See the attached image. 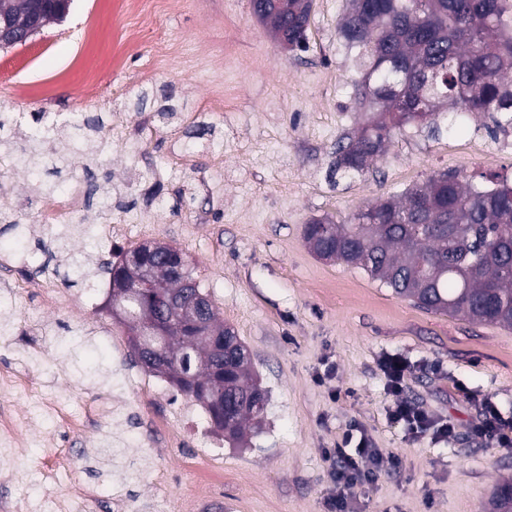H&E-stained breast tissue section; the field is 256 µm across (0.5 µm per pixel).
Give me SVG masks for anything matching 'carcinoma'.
Listing matches in <instances>:
<instances>
[{
  "mask_svg": "<svg viewBox=\"0 0 512 512\" xmlns=\"http://www.w3.org/2000/svg\"><path fill=\"white\" fill-rule=\"evenodd\" d=\"M339 38L351 67L357 105L378 118L336 151V170L360 173L384 152L395 133L418 118L438 131L437 112L478 114L490 133L512 130V35L503 23L507 0H348ZM312 0H281L259 19L279 33L288 27L293 47L307 49ZM56 129L46 124L15 142L27 160L42 154ZM309 249L320 258L364 269L392 292L427 311L457 312L469 320L512 328V186L487 189L441 172L425 184L358 210L344 224L314 219L304 226ZM70 275L91 277L84 258L70 257ZM94 272L116 282L122 263L96 262ZM208 329L238 339L218 322L208 302ZM162 372L201 404L211 421H224V438L244 440L247 422L264 415L267 399L243 345L210 361V337L174 327L166 340ZM489 512H512V481L499 485Z\"/></svg>",
  "mask_w": 512,
  "mask_h": 512,
  "instance_id": "carcinoma-1",
  "label": "carcinoma"
}]
</instances>
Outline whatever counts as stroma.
I'll use <instances>...</instances> for the list:
<instances>
[{
    "instance_id": "obj_1",
    "label": "stroma",
    "mask_w": 512,
    "mask_h": 512,
    "mask_svg": "<svg viewBox=\"0 0 512 512\" xmlns=\"http://www.w3.org/2000/svg\"><path fill=\"white\" fill-rule=\"evenodd\" d=\"M159 2L71 0L63 21L0 48V114L19 130L56 124V149L66 152L72 121L101 122L95 162L75 156L71 174L0 166V248L47 261L33 244L45 223L37 185L60 199L74 179L111 181V196H90L82 223H124L127 248L156 241L187 256L247 350L266 411L241 444L215 432L193 450L146 440L168 404L127 378L132 330L109 311L111 290L68 287L58 275L66 302L50 307L0 287V313L14 323L0 335V358L27 375L0 390V406L24 417L21 436L34 444L26 483H0V498L37 504L74 481L94 496L86 512H109L104 499L116 488L141 512H328L332 452L356 428L383 464L374 483L349 490L351 512H487L494 489L512 480V447L490 446L473 427L487 401L512 421V330L420 309L361 268L317 257L303 229L444 171L512 185V145L477 117L443 112L438 135L409 124L363 173H335L339 139L372 119L355 103L338 35L347 0H313L303 51L284 50L250 0H180L175 10ZM157 36L172 44L169 55L154 56ZM216 85L230 91L232 109L208 106ZM387 356L409 370L397 393L379 369ZM35 389L105 411L72 437V470L52 485L41 468L60 449L58 427L28 417ZM402 401L452 435L390 419ZM107 431L130 448L129 480L86 459Z\"/></svg>"
}]
</instances>
